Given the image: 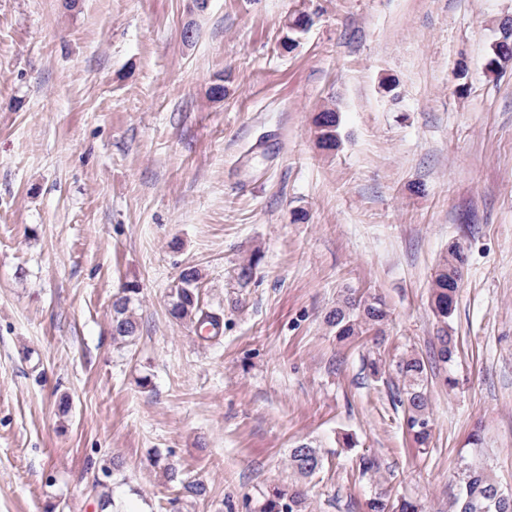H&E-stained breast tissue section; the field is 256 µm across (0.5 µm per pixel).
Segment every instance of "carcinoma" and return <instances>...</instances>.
Here are the masks:
<instances>
[{
	"label": "carcinoma",
	"instance_id": "1",
	"mask_svg": "<svg viewBox=\"0 0 512 512\" xmlns=\"http://www.w3.org/2000/svg\"><path fill=\"white\" fill-rule=\"evenodd\" d=\"M316 137L319 146L333 150L338 146L337 129L339 115L333 109H326L314 118ZM466 256L463 248L455 244L449 248L448 255L437 265L431 283L430 306L434 316L442 323L439 347L436 356L444 364L454 362L457 346L448 333V321L452 317L456 298L461 287ZM200 273L189 266L180 273V287L171 296L170 314L177 320H189L195 323L199 331L217 336L223 328L221 315L205 310L199 297L198 283ZM139 288L127 284L121 289V295L112 303V335L115 338H129L135 335L137 324L130 315L131 306L138 300ZM389 311L386 304L376 296H345L337 303L326 318L327 324L335 330L336 338L348 341L358 336L373 337L374 344L384 341L385 326ZM426 365L417 354H407L396 364L397 374L402 378L403 386L397 393V400L405 407L404 424L412 437L416 448L429 447L431 437V418L429 399L425 387ZM288 467L301 477H311L323 467V459L316 448L306 443L289 450ZM379 464L375 457L362 455L358 462V475L362 479L373 480ZM164 474L171 482L181 484L184 493L203 498L207 489L202 483L184 482L180 471L167 463ZM501 487L496 478L487 470L462 462L457 480L452 488V504L455 512H512V500L501 498ZM304 492L296 487H275L263 494L259 512H305ZM421 512L420 505L411 500H402L396 506L389 505L386 495L374 492L366 501V512Z\"/></svg>",
	"mask_w": 512,
	"mask_h": 512
}]
</instances>
